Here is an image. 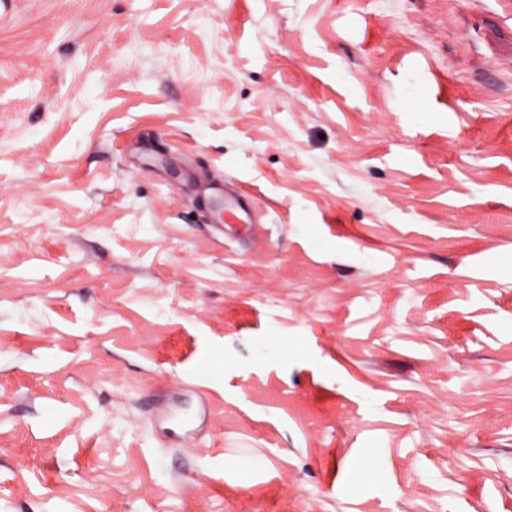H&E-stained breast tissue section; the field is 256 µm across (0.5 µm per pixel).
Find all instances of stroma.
<instances>
[{
  "label": "stroma",
  "mask_w": 512,
  "mask_h": 512,
  "mask_svg": "<svg viewBox=\"0 0 512 512\" xmlns=\"http://www.w3.org/2000/svg\"><path fill=\"white\" fill-rule=\"evenodd\" d=\"M405 489L512 512L499 0H0V512Z\"/></svg>",
  "instance_id": "obj_1"
}]
</instances>
